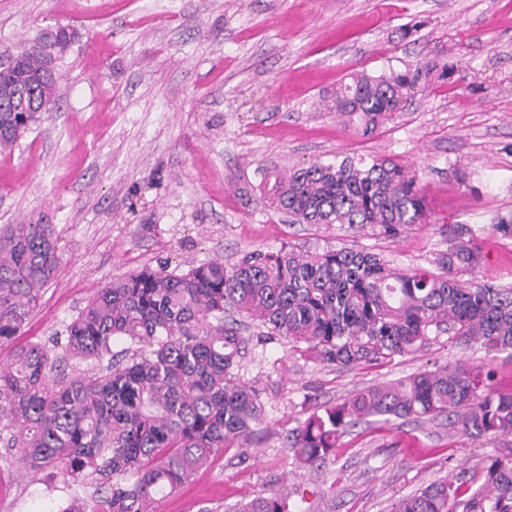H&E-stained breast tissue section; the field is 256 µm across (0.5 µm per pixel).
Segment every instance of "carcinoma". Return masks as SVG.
<instances>
[{
    "instance_id": "obj_1",
    "label": "carcinoma",
    "mask_w": 512,
    "mask_h": 512,
    "mask_svg": "<svg viewBox=\"0 0 512 512\" xmlns=\"http://www.w3.org/2000/svg\"><path fill=\"white\" fill-rule=\"evenodd\" d=\"M59 27L0 49V153L11 151L58 99L55 70L80 41ZM433 66L350 74L327 109L368 137L429 84ZM267 200L299 224L379 228L386 235L430 223L416 174L386 157H350L274 177ZM489 231L512 238V217ZM448 249L433 268L397 269L382 254L281 246L184 271L143 267L99 289L63 330L0 364V428L29 470L49 467L91 484L71 512H153L157 496L186 483L232 440L263 420L259 391L239 381L248 345L244 316L305 345L323 365L356 366L415 354L443 333L490 351L512 350V285L470 278L483 261L475 230L441 225ZM58 239L50 224L0 228V343L21 335L54 280ZM126 347L115 352V341ZM491 370L446 366L361 389L313 413L288 439L299 464L318 468L346 429L369 417L446 414L475 438L512 437V392ZM481 483L433 481L398 499L393 512H512V449L485 460ZM235 512H289L282 495L258 496Z\"/></svg>"
}]
</instances>
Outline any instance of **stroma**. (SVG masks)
Returning <instances> with one entry per match:
<instances>
[{"label": "stroma", "instance_id": "obj_1", "mask_svg": "<svg viewBox=\"0 0 512 512\" xmlns=\"http://www.w3.org/2000/svg\"><path fill=\"white\" fill-rule=\"evenodd\" d=\"M83 35L60 61L61 97L0 155V226L53 225L61 259L26 331L62 330L113 278L161 264L184 269L246 251L369 249L401 269L446 250L443 224L470 225L478 282L512 284V239L488 230L512 214V0H0V46L46 28ZM449 66L393 122L363 138L323 99L353 71ZM346 155L390 156L415 171L430 223L396 236L346 224H292L261 181ZM467 174L457 181L455 170ZM238 371L265 417L154 512H225L273 492L292 512H390L429 481L478 482L512 438L472 439L447 415L361 423L319 468L287 438L322 406L443 365H490L512 390V352L439 336L422 351L358 366L308 361L301 347L244 330ZM89 485L28 472L0 442V512H57Z\"/></svg>", "mask_w": 512, "mask_h": 512}]
</instances>
